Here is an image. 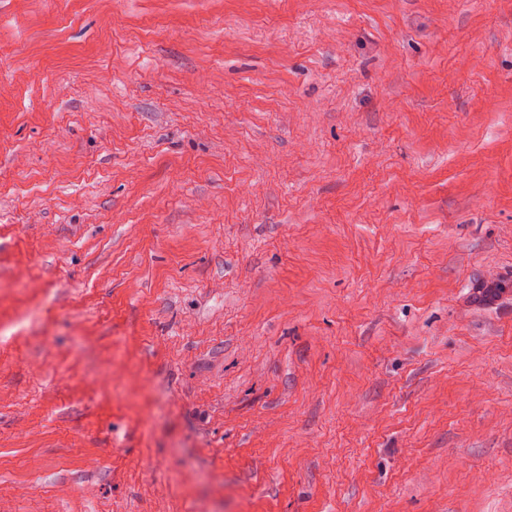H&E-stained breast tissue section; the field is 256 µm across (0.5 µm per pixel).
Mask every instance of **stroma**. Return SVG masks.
<instances>
[{
    "label": "stroma",
    "instance_id": "35a3bbf8",
    "mask_svg": "<svg viewBox=\"0 0 512 512\" xmlns=\"http://www.w3.org/2000/svg\"><path fill=\"white\" fill-rule=\"evenodd\" d=\"M512 0H0V512H512Z\"/></svg>",
    "mask_w": 512,
    "mask_h": 512
}]
</instances>
